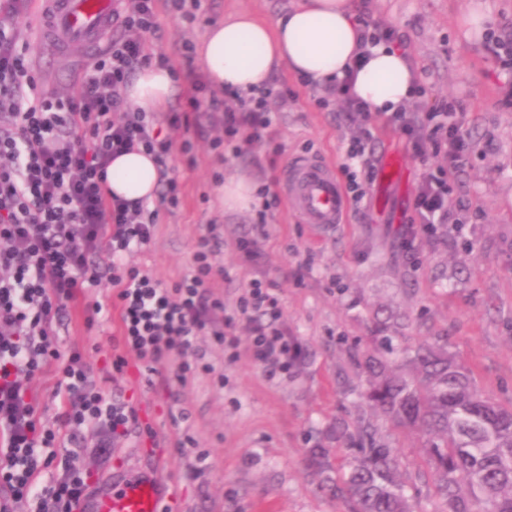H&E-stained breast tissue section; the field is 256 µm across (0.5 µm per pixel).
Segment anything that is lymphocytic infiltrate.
Masks as SVG:
<instances>
[{
    "instance_id": "obj_1",
    "label": "lymphocytic infiltrate",
    "mask_w": 512,
    "mask_h": 512,
    "mask_svg": "<svg viewBox=\"0 0 512 512\" xmlns=\"http://www.w3.org/2000/svg\"><path fill=\"white\" fill-rule=\"evenodd\" d=\"M21 6V0H0V512H19L24 505L32 512H76L88 482L66 450V438L90 429L96 447L109 448L138 424L132 404L91 381L80 352L65 356L58 348L55 329L84 287L109 284L119 343L148 374L169 367L186 381L193 361L202 357V336L223 347L227 363L245 353L272 377L296 365L301 345L281 321L275 281L251 278L231 308L215 295L221 239L214 227L199 237L191 271L173 287L128 265L127 256L154 239L160 207H178L176 179H162L156 209L143 200L112 197L106 186L112 157L137 146L162 168L173 152L192 154L196 140L207 135L214 148L235 157L271 146L276 114L269 94L245 99L229 87L219 93L196 71L188 76L184 102L166 115L168 134L154 129L150 113L130 111L124 90L133 72L170 65L147 45L160 9L191 19L201 0H124L115 16L117 35L94 54L72 95L39 89L29 45L13 23ZM348 85V79L338 80L327 94L343 101L356 127L341 166L351 202L361 204L367 188L349 162L365 155L371 128L380 123L398 130L414 155L445 159L425 173L414 199L423 231L456 223L452 182L469 149L462 103L439 100L374 112L350 96ZM103 253L110 259L104 268L95 262ZM50 373L61 403L55 428L43 424L36 394L37 381ZM51 468L57 476L40 482Z\"/></svg>"
}]
</instances>
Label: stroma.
<instances>
[{
	"label": "stroma",
	"instance_id": "obj_1",
	"mask_svg": "<svg viewBox=\"0 0 512 512\" xmlns=\"http://www.w3.org/2000/svg\"><path fill=\"white\" fill-rule=\"evenodd\" d=\"M292 4L202 0L191 21L163 9L150 48L181 72L195 64L184 43H198L228 14L247 9L270 22ZM476 7L491 15L490 32L512 38V0H368L372 19L402 35L427 101L457 99L465 106L470 156L453 190L460 224L406 239L422 175L438 163L433 156H407L403 193L385 214L368 199L350 209L347 223L322 227L301 223L283 203L267 213L260 237L255 212L225 210L219 193L224 179L242 175L277 185L281 165L296 155L366 171L362 160L345 158L354 133L345 114L334 103L319 106L323 90L302 84L285 67L269 83L287 95L276 112L278 168H270L267 150L220 161L204 142L194 161L180 154L169 159L167 175L182 186L181 204L161 213L154 241L133 253L130 264L151 269L172 286L190 270L207 225H219L217 263L229 278L218 287L226 303L235 305L254 276L274 280L281 321L300 341L303 356L291 374L270 378L246 356L225 365L223 349L203 336L198 343L211 373L181 385L170 372L149 381L131 366L116 378L112 356L119 327L108 314L112 291L84 289L57 329L60 349L83 351L96 385L132 403L141 424L108 454L81 449L90 492L116 476L147 473L164 484L172 512H344L304 463L307 449L336 447V425L342 422L352 430L369 427L377 443L398 448L400 477L415 512H435L424 463L426 437L396 429L361 399L366 376L352 355L379 353L370 339L377 320L400 350L444 336L477 389L512 406V106L499 93L512 72L487 51L484 34L463 29V16ZM82 65L77 47L66 58H42L40 69L48 88L72 94ZM252 236L258 239L257 256L249 262L235 242ZM94 303L105 313L90 325L85 308Z\"/></svg>",
	"mask_w": 512,
	"mask_h": 512
}]
</instances>
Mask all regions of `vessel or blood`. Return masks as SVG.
I'll use <instances>...</instances> for the list:
<instances>
[{"mask_svg": "<svg viewBox=\"0 0 512 512\" xmlns=\"http://www.w3.org/2000/svg\"><path fill=\"white\" fill-rule=\"evenodd\" d=\"M38 16L42 40L40 55H61L74 46L97 43L112 29L115 0H41ZM408 169L404 157L391 153L380 164L377 198L402 185ZM283 191L290 209L302 223L332 226L345 223L349 201L334 167L313 156L293 157L282 172ZM162 485L144 476L83 501V512H160Z\"/></svg>", "mask_w": 512, "mask_h": 512, "instance_id": "1", "label": "vessel or blood"}]
</instances>
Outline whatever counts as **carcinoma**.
<instances>
[{"mask_svg": "<svg viewBox=\"0 0 512 512\" xmlns=\"http://www.w3.org/2000/svg\"><path fill=\"white\" fill-rule=\"evenodd\" d=\"M383 331L374 325L384 355L361 363L368 379L362 397L394 425L432 438L426 455L436 512H512V406L475 387L448 353V338L399 352ZM331 452L310 448L306 461L347 512H414L396 449L371 442L346 467L333 465Z\"/></svg>", "mask_w": 512, "mask_h": 512, "instance_id": "cac0c4a2", "label": "carcinoma"}]
</instances>
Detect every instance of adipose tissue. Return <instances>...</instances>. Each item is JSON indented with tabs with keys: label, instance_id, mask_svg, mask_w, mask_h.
<instances>
[{
	"label": "adipose tissue",
	"instance_id": "1",
	"mask_svg": "<svg viewBox=\"0 0 512 512\" xmlns=\"http://www.w3.org/2000/svg\"><path fill=\"white\" fill-rule=\"evenodd\" d=\"M356 29L352 0H296L271 23L242 9L206 31L198 60L213 82L247 96L267 87L282 67L321 86L343 76L347 64L359 55ZM415 77L404 52L382 43L371 48L352 91L372 111L393 112L411 99ZM173 87L170 71L151 65L138 71L125 96L160 111ZM159 178L154 159L139 149L114 159L108 169L111 192L131 200L153 199Z\"/></svg>",
	"mask_w": 512,
	"mask_h": 512
}]
</instances>
